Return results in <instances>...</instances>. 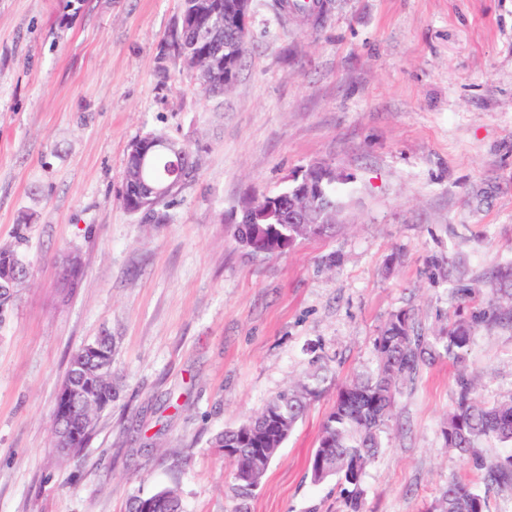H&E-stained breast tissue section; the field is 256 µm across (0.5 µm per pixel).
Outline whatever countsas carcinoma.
Segmentation results:
<instances>
[{"mask_svg": "<svg viewBox=\"0 0 512 512\" xmlns=\"http://www.w3.org/2000/svg\"><path fill=\"white\" fill-rule=\"evenodd\" d=\"M203 10V0H183L181 16L169 43L189 66L200 70L210 65L207 51L210 37L204 28H183V21ZM216 49L224 56L234 57L238 67L248 52V46L241 45L231 29L224 30ZM198 166L199 161L180 152H160L146 167L144 182L171 184L176 190L192 177ZM316 176L328 178L323 204L332 211H340L336 180L330 168H320ZM334 228L333 224H236L233 236L250 255L265 259L282 254L284 248L291 249L303 239L327 236ZM6 270L19 279L29 274L16 252L0 249V273ZM488 287L485 308L478 315L470 321L450 323L432 336L422 335L407 311L393 313L375 339L376 369L355 376L338 389L335 404L322 423L313 451V457L323 458V467L320 470L311 467L309 473L315 483L336 476L347 485L352 512H359L358 494L365 468L382 448V435L388 428L396 395L426 364L447 359L461 365L456 376L457 405L442 430L447 447L465 457L482 442L493 440L512 445V398L486 403L478 391V375L462 366L464 352L479 323L490 319L512 323V264L500 266ZM76 372H92L82 348L71 357L67 375ZM324 381L319 371L310 373L305 380L269 400L257 415L214 437L215 447L236 449L229 457L233 466L231 493L239 501L235 512H244L246 501L259 485L247 475V468L253 464L254 449L282 447L311 400L320 393ZM95 396L96 405L87 417L75 412L62 421L75 448L85 445L99 414L114 399V387L108 376L103 375L98 380ZM477 469L485 485L512 491V455L480 462ZM150 499L154 502V512H182L181 500L172 489H160L150 495ZM429 512H487V499L476 485L455 482L433 501Z\"/></svg>", "mask_w": 512, "mask_h": 512, "instance_id": "1", "label": "carcinoma"}]
</instances>
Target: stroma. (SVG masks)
<instances>
[{"instance_id":"1","label":"stroma","mask_w":512,"mask_h":512,"mask_svg":"<svg viewBox=\"0 0 512 512\" xmlns=\"http://www.w3.org/2000/svg\"><path fill=\"white\" fill-rule=\"evenodd\" d=\"M280 2L251 0L249 53L212 97L167 47L182 0H0V248L30 269L0 310V512H126L164 487L184 512H232L214 436L317 369L323 390L248 508L351 512L337 480L307 473L337 388L375 370L393 313L426 336L471 319L512 262V0H327L314 26ZM154 130L200 165L132 213L128 148ZM318 164L348 179L335 232L246 254L232 214ZM100 336L117 397L66 458L56 397ZM465 363L485 401L511 397L512 325L480 323ZM456 373L440 360L401 389L358 512H427L507 455L446 448Z\"/></svg>"}]
</instances>
